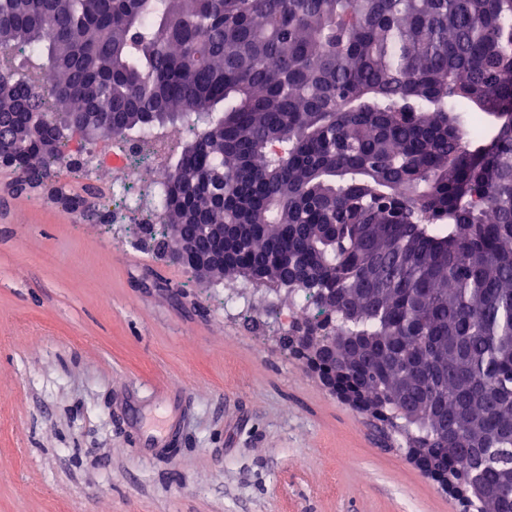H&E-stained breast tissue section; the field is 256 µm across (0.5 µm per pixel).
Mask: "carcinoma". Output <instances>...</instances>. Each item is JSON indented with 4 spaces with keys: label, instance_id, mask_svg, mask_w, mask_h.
Returning a JSON list of instances; mask_svg holds the SVG:
<instances>
[{
    "label": "carcinoma",
    "instance_id": "cac0c4a2",
    "mask_svg": "<svg viewBox=\"0 0 512 512\" xmlns=\"http://www.w3.org/2000/svg\"><path fill=\"white\" fill-rule=\"evenodd\" d=\"M0 113L180 123L164 238L303 298L319 370L512 512V0H0ZM51 38L40 43L44 32ZM0 160L76 163L16 119Z\"/></svg>",
    "mask_w": 512,
    "mask_h": 512
}]
</instances>
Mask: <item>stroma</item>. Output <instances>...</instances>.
Returning a JSON list of instances; mask_svg holds the SVG:
<instances>
[{
  "instance_id": "obj_1",
  "label": "stroma",
  "mask_w": 512,
  "mask_h": 512,
  "mask_svg": "<svg viewBox=\"0 0 512 512\" xmlns=\"http://www.w3.org/2000/svg\"><path fill=\"white\" fill-rule=\"evenodd\" d=\"M57 202L68 176L0 201V512H460L378 422L284 352L288 302L244 279L245 311L107 224ZM182 392L177 450L143 457L151 390Z\"/></svg>"
}]
</instances>
